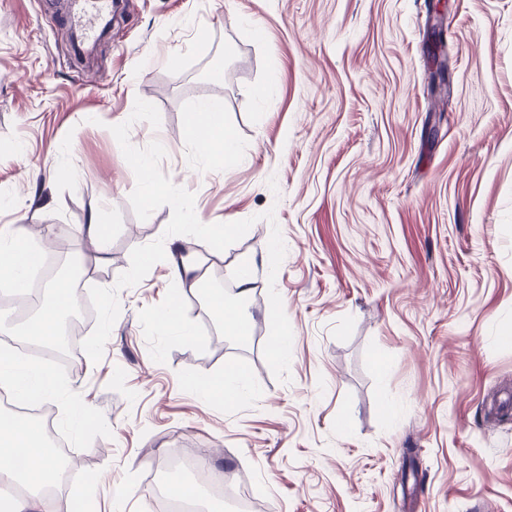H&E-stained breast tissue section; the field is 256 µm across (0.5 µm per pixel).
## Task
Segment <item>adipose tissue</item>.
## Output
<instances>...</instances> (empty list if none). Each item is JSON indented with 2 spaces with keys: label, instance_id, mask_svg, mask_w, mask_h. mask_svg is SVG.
<instances>
[{
  "label": "adipose tissue",
  "instance_id": "adipose-tissue-1",
  "mask_svg": "<svg viewBox=\"0 0 512 512\" xmlns=\"http://www.w3.org/2000/svg\"><path fill=\"white\" fill-rule=\"evenodd\" d=\"M196 119L189 126L190 139L213 157L232 161L237 147L224 129V103L213 97L200 102ZM40 254L22 240L20 228L0 227V288L19 293L25 290L29 272ZM56 385L49 369L30 366L0 356V389L27 396H45ZM23 448L28 452L25 470L0 466V489L8 496L0 502V512H57L47 495L48 487L60 472L56 459L44 444L38 422L20 417L0 419V449Z\"/></svg>",
  "mask_w": 512,
  "mask_h": 512
}]
</instances>
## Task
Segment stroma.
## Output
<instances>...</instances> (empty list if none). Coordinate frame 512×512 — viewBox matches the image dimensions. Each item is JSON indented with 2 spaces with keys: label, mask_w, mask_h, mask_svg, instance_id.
Instances as JSON below:
<instances>
[{
  "label": "stroma",
  "mask_w": 512,
  "mask_h": 512,
  "mask_svg": "<svg viewBox=\"0 0 512 512\" xmlns=\"http://www.w3.org/2000/svg\"><path fill=\"white\" fill-rule=\"evenodd\" d=\"M52 3L0 0V227L57 255L99 217L108 260L85 246L79 278L114 286L172 216L132 210L110 131L126 121L134 146H164L202 223L254 220L221 252L176 236L206 289L156 263L119 291L99 362L78 352L52 367L58 395L16 397L65 443L59 503L109 512L123 494L126 512H153L154 484L193 478L167 470L179 449L248 485L257 512H512V0H443L448 96L429 83L428 0H126L83 63ZM215 96L238 145L228 164L187 136ZM139 98L159 128L131 122ZM275 224L287 252L272 280ZM272 287L293 330L285 380L263 356ZM215 294L245 336L226 333ZM172 301L195 343L158 324ZM40 310L0 303V348L29 361L19 330ZM228 370L243 396L201 397ZM74 395L79 431L61 407Z\"/></svg>",
  "instance_id": "stroma-1"
}]
</instances>
